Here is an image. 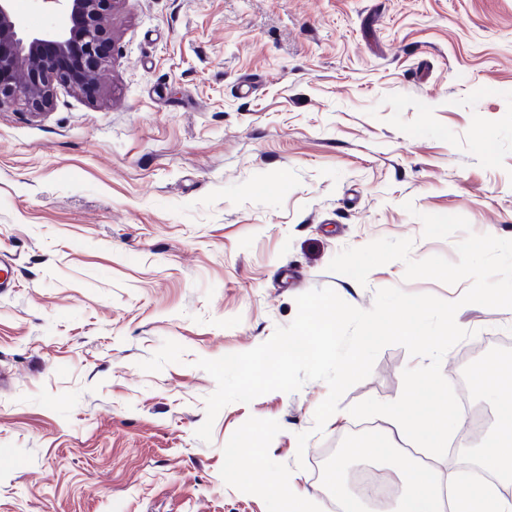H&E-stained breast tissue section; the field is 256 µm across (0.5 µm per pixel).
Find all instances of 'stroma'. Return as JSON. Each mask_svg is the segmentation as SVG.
Returning <instances> with one entry per match:
<instances>
[{"label":"stroma","mask_w":512,"mask_h":512,"mask_svg":"<svg viewBox=\"0 0 512 512\" xmlns=\"http://www.w3.org/2000/svg\"><path fill=\"white\" fill-rule=\"evenodd\" d=\"M111 26L98 95L0 108V512H279L285 476L331 512L350 407L395 401L426 358L385 347L320 433L309 381L225 406L207 443L195 362L267 341L315 288L363 310L388 287L460 298L400 261L363 285L327 269L380 238L457 261L421 215L512 239V0H125ZM456 322L472 336L441 370L462 398L512 314Z\"/></svg>","instance_id":"stroma-1"}]
</instances>
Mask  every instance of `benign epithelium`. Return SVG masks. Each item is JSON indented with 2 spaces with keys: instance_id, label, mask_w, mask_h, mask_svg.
<instances>
[{
  "instance_id": "benign-epithelium-1",
  "label": "benign epithelium",
  "mask_w": 512,
  "mask_h": 512,
  "mask_svg": "<svg viewBox=\"0 0 512 512\" xmlns=\"http://www.w3.org/2000/svg\"><path fill=\"white\" fill-rule=\"evenodd\" d=\"M66 24L24 32L14 0H0V107L16 101L40 114L53 105L55 89L93 96L110 61L109 20L124 0H39Z\"/></svg>"
}]
</instances>
